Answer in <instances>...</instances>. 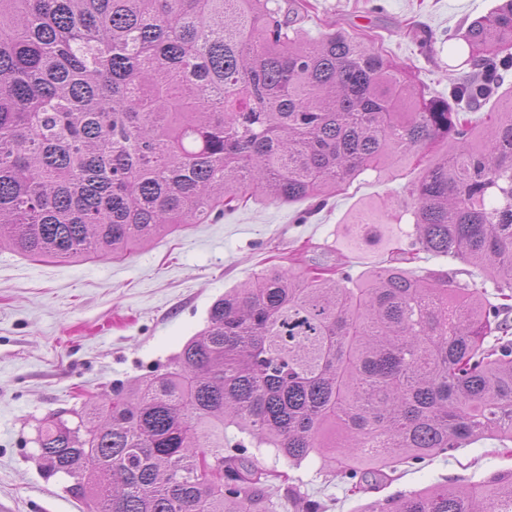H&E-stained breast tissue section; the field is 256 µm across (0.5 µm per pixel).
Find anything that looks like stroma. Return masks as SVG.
Masks as SVG:
<instances>
[{
    "label": "stroma",
    "mask_w": 512,
    "mask_h": 512,
    "mask_svg": "<svg viewBox=\"0 0 512 512\" xmlns=\"http://www.w3.org/2000/svg\"><path fill=\"white\" fill-rule=\"evenodd\" d=\"M309 39L354 27L380 39L429 92L472 79L465 43L449 32L488 14L496 0H307ZM419 173L368 172L346 193L309 213L293 205L247 202L215 224H191L137 252L112 259L61 262L0 248V512H83L61 476L45 477L36 460L39 428L53 415L74 420L88 396L151 371L165 372L183 344L205 326L212 303L265 266L339 263L353 276L392 265L387 239L410 229L407 185ZM378 212L371 242L352 243L353 217ZM306 223H296L300 213ZM261 465L288 471L320 512H364L370 501L437 483H479L512 469V442L483 439L451 457H435L376 490L350 494L339 476L309 459L300 467L269 448Z\"/></svg>",
    "instance_id": "stroma-1"
}]
</instances>
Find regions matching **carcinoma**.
Wrapping results in <instances>:
<instances>
[{"instance_id":"obj_1","label":"carcinoma","mask_w":512,"mask_h":512,"mask_svg":"<svg viewBox=\"0 0 512 512\" xmlns=\"http://www.w3.org/2000/svg\"><path fill=\"white\" fill-rule=\"evenodd\" d=\"M450 38L476 78L431 95L375 40L306 39L269 0H0V246L122 257L250 199L321 210L444 140L408 188L403 260L456 273L273 265L211 305L172 370L38 432L86 512H319L247 455H315L360 492L485 438L512 442V0ZM491 105L485 117L466 112ZM243 439L224 446L228 429ZM364 512H512V469Z\"/></svg>"}]
</instances>
